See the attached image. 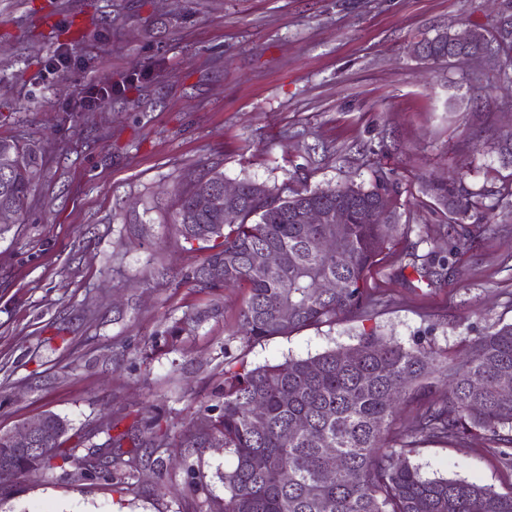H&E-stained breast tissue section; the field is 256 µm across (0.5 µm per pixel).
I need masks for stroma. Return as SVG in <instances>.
Returning a JSON list of instances; mask_svg holds the SVG:
<instances>
[{
  "label": "stroma",
  "mask_w": 512,
  "mask_h": 512,
  "mask_svg": "<svg viewBox=\"0 0 512 512\" xmlns=\"http://www.w3.org/2000/svg\"><path fill=\"white\" fill-rule=\"evenodd\" d=\"M87 36L49 38L45 17ZM492 0H0V137L35 141L41 167L23 217L0 239V431L65 418L77 459L0 488V512H212L234 465L220 445L184 448L217 405L224 368L305 358L365 331L454 356L469 337L512 323V203L461 246L447 275L420 280L404 248L368 278V314L287 336H235L242 290H200L185 274L206 253L169 224L176 191L218 171L287 195L303 186L401 188L408 243L446 238L421 192L469 164L495 200L493 130L512 97L490 89L506 56L433 62L413 48L439 30L492 26ZM121 96L88 105L101 77ZM220 305L171 337L174 321ZM160 416L165 445L138 448L130 472L93 477L78 436ZM487 432L424 444L422 473L512 489V463Z\"/></svg>",
  "instance_id": "1"
}]
</instances>
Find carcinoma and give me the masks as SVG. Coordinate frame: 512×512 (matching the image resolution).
<instances>
[{"instance_id":"carcinoma-1","label":"carcinoma","mask_w":512,"mask_h":512,"mask_svg":"<svg viewBox=\"0 0 512 512\" xmlns=\"http://www.w3.org/2000/svg\"><path fill=\"white\" fill-rule=\"evenodd\" d=\"M512 29V12L486 28L473 25L468 54L479 56L495 46L512 52V39L499 41L503 27ZM450 33L426 36L429 60H448ZM493 146L501 168L499 195L512 196V128L498 131ZM38 166L35 146L0 138V237L10 232L30 193ZM469 172L459 169L448 179L431 182L423 193L443 221L453 226L457 242L470 238L473 225L489 221L495 205L468 187ZM224 175L199 179L179 194L171 224L188 242L205 245L204 261L186 276L196 288H245L237 314L236 335L247 341L286 336L294 331L336 321L346 314H363L374 299L367 275L380 262L382 249L407 236L409 228L368 224L364 211L374 204L388 218L398 216L399 186L374 171L369 187L354 184L304 186L282 197L270 190L253 196L256 183L240 182V214L224 218V203L215 189ZM343 207L349 211L344 234L336 237L334 224H301L297 210L304 206ZM327 237L336 238L344 258L320 248ZM427 253H410L413 270L431 281L449 265L438 240L426 237ZM282 253L283 264L259 265L254 255ZM343 284L341 291L325 295L316 288L323 280ZM288 307V321L279 313ZM448 377V391L419 412L414 426L403 436L391 433L399 402L425 399L432 384ZM512 383V323L493 324L468 339L464 354L441 359L420 344L405 346L364 333L357 344L331 348L313 357H288L275 364L224 371V388L217 415L198 418L183 447L207 448L221 443L234 457L224 473L227 495L217 512H512V491L465 479L422 474L413 458L423 444L455 439L472 429L491 433L512 456V399L500 395ZM393 387L402 391L396 398ZM262 405L254 415L252 402ZM52 430L42 459L43 469L63 467L72 454L61 450L69 424L49 413ZM105 441L82 458L81 474L102 467L130 470L136 458L118 452L129 437L110 421L100 427ZM346 467L336 468V459ZM290 478L283 480L282 472Z\"/></svg>"}]
</instances>
